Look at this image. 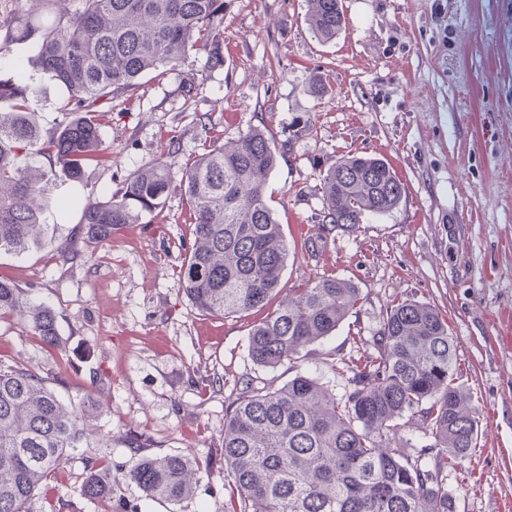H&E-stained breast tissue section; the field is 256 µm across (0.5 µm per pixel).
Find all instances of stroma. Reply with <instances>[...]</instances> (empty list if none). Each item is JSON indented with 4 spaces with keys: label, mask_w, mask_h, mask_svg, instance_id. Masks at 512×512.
<instances>
[{
    "label": "stroma",
    "mask_w": 512,
    "mask_h": 512,
    "mask_svg": "<svg viewBox=\"0 0 512 512\" xmlns=\"http://www.w3.org/2000/svg\"><path fill=\"white\" fill-rule=\"evenodd\" d=\"M347 24L318 40L306 0H232L224 13V66L192 53L178 71L143 77L96 119L111 158L83 182L62 181L46 213L54 245L0 256V277L57 315L59 348L18 320L0 321V360L46 374L69 363L62 398L91 392L99 406L87 445L44 488L33 512H100L78 491L86 464L128 467L142 454L177 453L205 470L192 498L170 505L123 485L112 512H226L233 478L224 466V412L247 380L274 388L304 374L330 383L331 356L360 360L388 307L430 302L448 320L460 381L482 435L448 472L456 512H512V0H342ZM200 77L192 99L181 86ZM321 80L323 90L310 85ZM253 126L275 139L266 191L288 242V263L267 305L226 317L199 312L179 277L192 241L185 200L171 191L141 223L88 248L79 211L121 187L164 150L180 161ZM386 160L406 194L391 213L336 231L316 254L307 241L328 170L346 154ZM90 250L66 259L61 247ZM318 276L350 280L360 299L327 338L293 362L257 366L249 333L268 311ZM209 379L217 388H206Z\"/></svg>",
    "instance_id": "35a3bbf8"
}]
</instances>
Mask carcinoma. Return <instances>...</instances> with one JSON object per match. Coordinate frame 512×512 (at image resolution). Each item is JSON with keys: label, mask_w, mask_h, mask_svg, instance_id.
<instances>
[{"label": "carcinoma", "mask_w": 512, "mask_h": 512, "mask_svg": "<svg viewBox=\"0 0 512 512\" xmlns=\"http://www.w3.org/2000/svg\"><path fill=\"white\" fill-rule=\"evenodd\" d=\"M312 33L330 42L346 25L341 0H307ZM46 14L0 20V56L38 42L36 56L0 79V255H22L55 240L42 204L61 175L82 179L109 160L92 115L132 90L144 76L176 70L189 52L224 66L226 0H45ZM56 80L69 120L43 131L31 102L28 69ZM274 139L252 127L230 146L211 145L181 163L170 150L128 176L116 193L81 209L86 242L101 245L112 230L137 224L171 189L185 197L193 242L181 267L183 291L199 311L236 315L264 306L279 286L288 245L269 203L266 181L277 166ZM405 186L388 162L346 155L326 174L310 253L337 230L401 204ZM359 300V289L316 277L253 326L249 352L276 368L332 335ZM19 317L47 346H58L54 310L0 279V319ZM375 353L342 363L350 390L338 399L320 380L297 375L279 388L245 383L225 409L224 466L237 502L228 512H456L448 469L477 444L480 419L459 383L456 343L431 304L406 298L387 309ZM66 372L43 376L0 362V512H30L39 486L84 447L93 421L90 392L64 404L52 388ZM416 416L434 439L421 465L393 447L402 420ZM202 463L179 454L139 455L120 479L105 458L86 468L79 485L89 500L112 504L120 483L177 504L191 497Z\"/></svg>", "instance_id": "1"}]
</instances>
